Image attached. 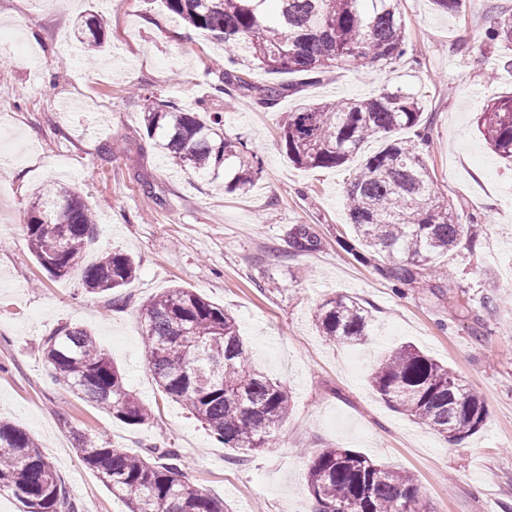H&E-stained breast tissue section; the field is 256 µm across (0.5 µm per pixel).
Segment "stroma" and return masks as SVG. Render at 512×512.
Returning <instances> with one entry per match:
<instances>
[{"mask_svg":"<svg viewBox=\"0 0 512 512\" xmlns=\"http://www.w3.org/2000/svg\"><path fill=\"white\" fill-rule=\"evenodd\" d=\"M408 52L370 74L354 69L265 110L252 98L214 97L222 45L187 29L157 0H0V419L23 426L54 464L79 512H127L79 457L74 431L128 451L164 442L180 450L189 480L231 512H313L308 457L342 446L415 474L433 512H512V167L492 153L476 117L486 96L512 91V44L488 43L486 29L512 0H465L454 14L432 0H402ZM109 27L98 66L76 61L82 16ZM144 85L199 112H219L224 129L263 160L246 192L223 180L166 166L141 123ZM400 88L424 103L426 162L461 223L475 224L473 251L449 258L443 289L421 280L402 289L357 261L340 242L353 229L343 202L350 167L302 169L280 152L278 121L303 103ZM118 141L113 158L103 143ZM99 204L88 259L118 249L137 273L125 306L77 294L76 277H51L30 252L24 226L36 191L55 182ZM317 239L296 251L292 233ZM190 288L236 318L253 367L288 387L293 405L272 447L237 463L211 432L166 397L147 368L141 306L163 289ZM330 294L352 296L371 316L364 344H333L312 315ZM497 298L487 313L485 297ZM94 332L153 421L130 426L51 382L41 344L59 323ZM410 343L448 365L486 403L485 426L456 444L393 411L368 378L385 347Z\"/></svg>","mask_w":512,"mask_h":512,"instance_id":"35a3bbf8","label":"stroma"}]
</instances>
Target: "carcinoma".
Instances as JSON below:
<instances>
[{
  "mask_svg": "<svg viewBox=\"0 0 512 512\" xmlns=\"http://www.w3.org/2000/svg\"><path fill=\"white\" fill-rule=\"evenodd\" d=\"M192 31L224 44L229 61L249 56L259 68L301 77L262 86L224 70L215 96L234 86L273 109L289 94L332 68L381 70L403 57L407 40L401 0H161ZM103 16L83 20V59L93 57L105 35ZM493 42L512 43V14H499L488 32ZM423 104L401 89L381 88L361 98L306 105L285 113L279 146L290 163L336 168L352 161L364 144L386 139L365 157L346 183L344 200L355 233L347 244L366 262L385 260L378 271L400 285L448 280L442 259L472 249L477 225L459 223L456 208L436 190L425 162L428 142ZM171 167L201 177L224 172V189L246 191L262 172L261 160L238 136L224 132L223 117L209 118L171 100L153 97L142 117ZM477 127L489 147L512 164V94H494ZM411 131L408 139H388ZM29 249L52 276L80 270L79 290L118 294L136 275L134 258L120 250L82 264L98 235L95 209L65 183L35 197L25 224ZM148 363L161 391L181 402L215 439L243 458L274 444L288 417L291 396L279 381L256 372L235 318L198 292L167 288L140 309ZM371 318L356 298L333 295L314 312L325 340L359 343L371 335ZM41 355L52 379L130 426L150 422L151 410L126 387L124 376L97 345L94 334L67 323L45 338ZM376 395L394 411L431 427L450 443L480 431L488 412L482 397L448 366L403 343L386 352L370 376ZM82 461L94 470L129 512H224V502L190 483L174 448L131 453L83 431L74 434ZM314 512H431L413 476L385 467L349 448H322L307 464ZM18 499L26 512H78L34 436L0 421V493Z\"/></svg>",
  "mask_w": 512,
  "mask_h": 512,
  "instance_id": "obj_1",
  "label": "carcinoma"
}]
</instances>
